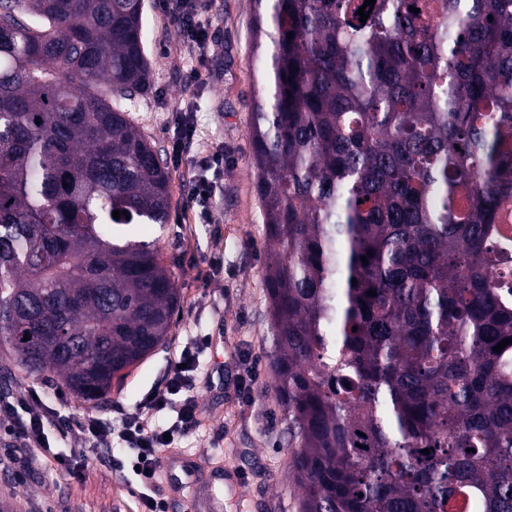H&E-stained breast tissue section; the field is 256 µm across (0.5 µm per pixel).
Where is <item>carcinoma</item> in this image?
<instances>
[{
	"instance_id": "1",
	"label": "carcinoma",
	"mask_w": 512,
	"mask_h": 512,
	"mask_svg": "<svg viewBox=\"0 0 512 512\" xmlns=\"http://www.w3.org/2000/svg\"><path fill=\"white\" fill-rule=\"evenodd\" d=\"M361 6L254 0L271 367L299 509L448 512L461 495L512 512V343L493 350L512 338L494 223L512 210V0H375L364 24ZM143 15L0 0V351L83 401L167 341L180 303L140 238L169 221V170L114 104L147 88Z\"/></svg>"
}]
</instances>
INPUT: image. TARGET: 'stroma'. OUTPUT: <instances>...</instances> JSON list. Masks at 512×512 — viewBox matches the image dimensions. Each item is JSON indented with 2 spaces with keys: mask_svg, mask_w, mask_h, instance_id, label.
Returning a JSON list of instances; mask_svg holds the SVG:
<instances>
[{
  "mask_svg": "<svg viewBox=\"0 0 512 512\" xmlns=\"http://www.w3.org/2000/svg\"><path fill=\"white\" fill-rule=\"evenodd\" d=\"M144 2L151 72L143 95L124 108L161 149H171L179 135L175 113H186L192 134L181 161L168 164L169 223L141 229L143 239L160 249L180 290L171 335L122 382L113 383L102 407L72 396L60 400L58 383L27 375L4 354L0 372H11L14 392L36 389L75 423L90 413L116 426L125 411L164 381L176 348L207 338L193 391L199 425L183 438L180 450L193 455L198 468L223 466L224 483L215 492L224 498V512H299L301 490L290 469L286 422L271 386L265 224L251 139L253 0H201L207 41L195 53L183 47L160 0ZM216 152L223 153L224 168L213 177L212 221L205 224L191 207L190 191L200 159ZM247 366L256 382L245 399L239 388ZM47 437L49 447L30 449L34 463L26 471L0 467V512H141L139 480L130 470L103 466L99 449H87L90 464L83 478L57 467L55 456L77 450V426L68 437L52 428Z\"/></svg>",
  "mask_w": 512,
  "mask_h": 512,
  "instance_id": "obj_1",
  "label": "stroma"
}]
</instances>
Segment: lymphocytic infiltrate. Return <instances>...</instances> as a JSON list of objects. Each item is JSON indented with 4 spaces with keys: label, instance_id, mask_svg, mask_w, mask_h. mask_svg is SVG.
I'll use <instances>...</instances> for the list:
<instances>
[{
    "label": "lymphocytic infiltrate",
    "instance_id": "f902f5d3",
    "mask_svg": "<svg viewBox=\"0 0 512 512\" xmlns=\"http://www.w3.org/2000/svg\"><path fill=\"white\" fill-rule=\"evenodd\" d=\"M174 362L175 368L163 386L150 398L144 399L138 409L125 414L120 429H112L92 415L84 417L80 424L84 447L108 452L112 449L113 440L117 439L128 448L130 464L138 468V477L145 489L143 512H165L164 503L158 502L150 491L158 482V454L165 447L167 438L185 436L198 424L197 403L192 394L200 365L197 347L185 345L175 353ZM20 409L28 416L27 424L22 426L15 421V414ZM165 409L175 414V420L169 427H151L144 421V414ZM49 425L64 434L70 422L45 405L36 390L0 398V434L13 440L16 448L48 447L45 428Z\"/></svg>",
    "mask_w": 512,
    "mask_h": 512
}]
</instances>
